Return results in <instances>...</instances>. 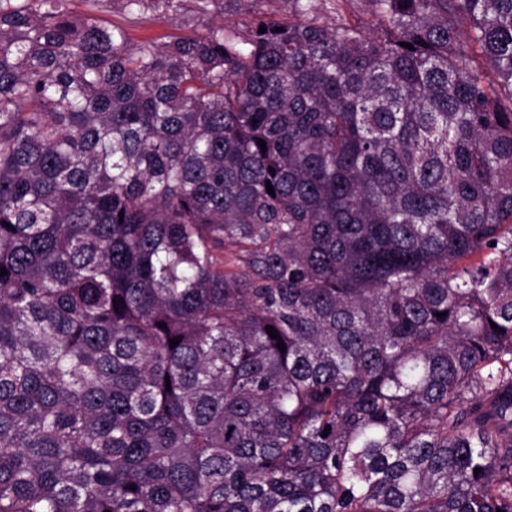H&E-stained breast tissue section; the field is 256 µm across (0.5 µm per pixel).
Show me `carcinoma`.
Segmentation results:
<instances>
[{
	"label": "carcinoma",
	"mask_w": 512,
	"mask_h": 512,
	"mask_svg": "<svg viewBox=\"0 0 512 512\" xmlns=\"http://www.w3.org/2000/svg\"><path fill=\"white\" fill-rule=\"evenodd\" d=\"M69 2L0 0V512H512V0ZM108 0L101 2L103 5L98 15L107 23L123 28L128 35L130 45H136L141 40L152 38L159 42H168L176 37L189 36L194 32V23L186 21L187 16L194 13L189 11L185 15H171L163 18H151L144 23L134 22L129 14L112 5ZM285 4L280 0H241L238 4L225 7L224 14L211 13L206 16L205 22L212 20L218 27L232 23H242L255 17L268 21H277L286 16Z\"/></svg>",
	"instance_id": "cac0c4a2"
}]
</instances>
